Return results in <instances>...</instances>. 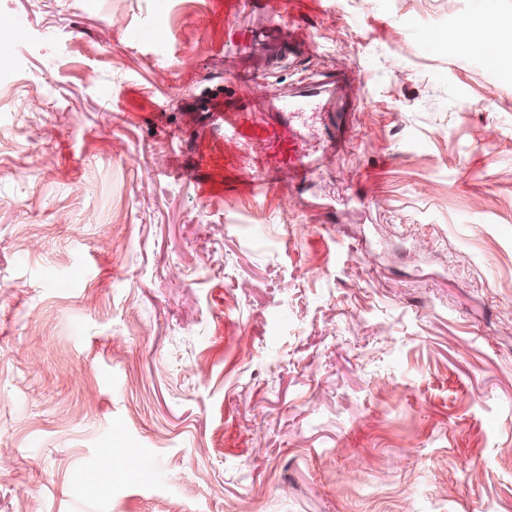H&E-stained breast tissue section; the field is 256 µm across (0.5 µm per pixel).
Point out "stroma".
I'll return each instance as SVG.
<instances>
[{"mask_svg": "<svg viewBox=\"0 0 512 512\" xmlns=\"http://www.w3.org/2000/svg\"><path fill=\"white\" fill-rule=\"evenodd\" d=\"M1 11L0 512H512V0Z\"/></svg>", "mask_w": 512, "mask_h": 512, "instance_id": "1", "label": "stroma"}]
</instances>
